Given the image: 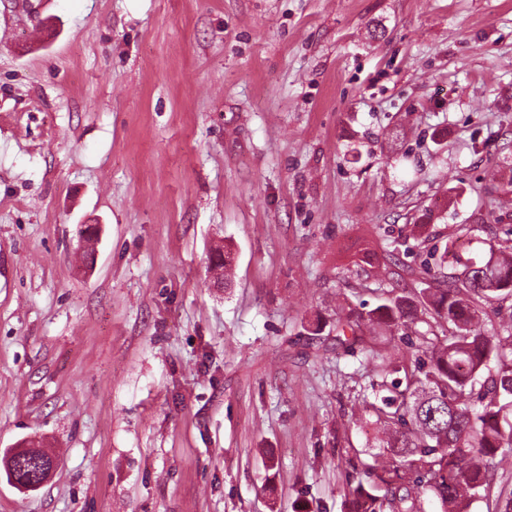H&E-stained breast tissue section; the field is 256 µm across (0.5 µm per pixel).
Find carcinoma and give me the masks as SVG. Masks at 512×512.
Listing matches in <instances>:
<instances>
[{
    "instance_id": "cac0c4a2",
    "label": "carcinoma",
    "mask_w": 512,
    "mask_h": 512,
    "mask_svg": "<svg viewBox=\"0 0 512 512\" xmlns=\"http://www.w3.org/2000/svg\"><path fill=\"white\" fill-rule=\"evenodd\" d=\"M455 262L462 271L432 292H389L366 315L336 312V340L368 329L417 333L428 362L382 360L403 373L363 398L380 437L370 460L350 448L368 481L347 486L348 512H471L495 483L497 458L512 456V317L486 325L485 306L512 297V255L487 252ZM443 334H438V331Z\"/></svg>"
}]
</instances>
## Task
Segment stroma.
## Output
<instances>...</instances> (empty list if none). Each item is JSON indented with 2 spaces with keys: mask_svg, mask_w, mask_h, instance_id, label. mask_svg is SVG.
I'll return each mask as SVG.
<instances>
[{
  "mask_svg": "<svg viewBox=\"0 0 512 512\" xmlns=\"http://www.w3.org/2000/svg\"><path fill=\"white\" fill-rule=\"evenodd\" d=\"M484 226L512 0H0V452L56 462L0 512H344L373 356L423 352L336 312Z\"/></svg>",
  "mask_w": 512,
  "mask_h": 512,
  "instance_id": "obj_1",
  "label": "stroma"
}]
</instances>
